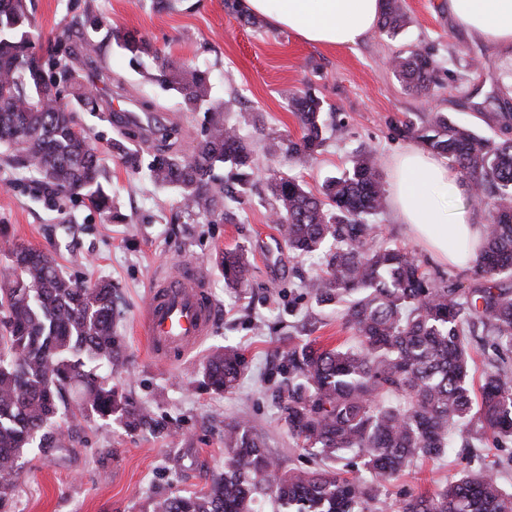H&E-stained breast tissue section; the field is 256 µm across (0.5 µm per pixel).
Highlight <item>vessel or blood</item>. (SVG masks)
<instances>
[{
	"label": "vessel or blood",
	"mask_w": 512,
	"mask_h": 512,
	"mask_svg": "<svg viewBox=\"0 0 512 512\" xmlns=\"http://www.w3.org/2000/svg\"><path fill=\"white\" fill-rule=\"evenodd\" d=\"M216 309L201 265L157 273L140 319L149 350L166 360L188 354L214 329Z\"/></svg>",
	"instance_id": "1"
}]
</instances>
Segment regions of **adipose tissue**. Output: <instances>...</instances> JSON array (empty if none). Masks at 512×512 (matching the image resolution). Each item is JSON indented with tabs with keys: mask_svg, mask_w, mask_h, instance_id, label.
I'll return each mask as SVG.
<instances>
[{
	"mask_svg": "<svg viewBox=\"0 0 512 512\" xmlns=\"http://www.w3.org/2000/svg\"><path fill=\"white\" fill-rule=\"evenodd\" d=\"M243 12L327 48H353L375 28L382 0H239ZM454 24L512 56V0H445ZM467 188L447 160L417 145L391 161L389 203L408 234L438 263L470 267L484 226L460 207Z\"/></svg>",
	"mask_w": 512,
	"mask_h": 512,
	"instance_id": "obj_1",
	"label": "adipose tissue"
}]
</instances>
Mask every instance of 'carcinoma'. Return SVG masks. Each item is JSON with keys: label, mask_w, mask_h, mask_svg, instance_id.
Masks as SVG:
<instances>
[{"label": "carcinoma", "mask_w": 512, "mask_h": 512, "mask_svg": "<svg viewBox=\"0 0 512 512\" xmlns=\"http://www.w3.org/2000/svg\"><path fill=\"white\" fill-rule=\"evenodd\" d=\"M402 0H383L378 27L395 37L408 23ZM32 18L26 0H0V144L17 168L38 174L39 187L56 198L100 211L113 208L104 170L86 129L73 130L75 112H110L112 102L89 89L76 61L101 57L102 46L82 37L66 59L31 51ZM128 65L154 66L151 83L174 92L191 112L205 113V127L191 155L179 150V124L147 116L119 120L112 153L158 185L176 189L183 210L209 219L224 202L258 179V168L238 127L210 102L206 69L185 68L150 50L131 32L115 33ZM403 85L423 98L429 111L415 113L392 129L432 154L448 159L479 195L490 200L483 250L476 260L478 283L467 291L437 280L427 262L407 246L378 242L367 223L384 207L385 189L375 154L352 155L339 176L318 193L292 177L272 179L271 210L281 236L299 256L319 252L324 275L306 283L319 305L341 310L342 325L357 345L328 347L288 339L285 376L276 397L288 435L320 460H362L363 473L336 470L281 471L262 433L236 420L224 424V471L209 478L200 494L150 502L146 512H256L269 499L276 512H381L382 491L399 472L444 457L458 433L481 444L512 441V113L500 115V136L486 138L432 107L441 62L426 49L393 57ZM70 102H62V89ZM298 120L297 139L273 137L272 154L291 161L314 158L325 141L324 102L308 90L288 95ZM228 168L225 178L216 174ZM17 272L0 286V512H14V476L35 446L53 448L67 435L57 423L65 395H78L84 417L116 416L131 430L151 428L150 412L118 393L106 370L126 364L115 329L114 285H79L64 276L47 253L3 240ZM228 288L244 290L251 266L243 250L219 253ZM481 336L490 369L480 396L470 385L471 339ZM245 361L232 346L215 351L203 368V384L228 392L238 385ZM397 512H512L506 491L488 467L454 477L434 493L409 494Z\"/></svg>", "instance_id": "1"}]
</instances>
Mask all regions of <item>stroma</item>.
<instances>
[{
	"mask_svg": "<svg viewBox=\"0 0 512 512\" xmlns=\"http://www.w3.org/2000/svg\"><path fill=\"white\" fill-rule=\"evenodd\" d=\"M404 2L410 22L397 36L376 29L350 50L305 44L266 24L243 25L224 0H173L165 10L154 0H30L34 41L43 52L86 17L101 19L102 29L93 34L103 46L101 63L127 93L110 95L101 84L97 93L111 96L120 112L136 111L138 96L152 99L162 115L179 120L186 155L201 135L203 113L187 111L174 94L145 84L111 31L136 32L176 64L209 69L213 102L223 104L225 118L239 127L261 171L241 203L225 205L223 217L187 219L175 190L154 185L113 155L110 142L118 128L108 115L79 112L75 119L89 129L107 174L117 207L111 215L51 199L31 172L15 168L0 152V228L13 243L50 253L77 282L112 281L116 331L128 362L113 374L112 385L157 422L155 429L133 431L117 419L107 424L73 415L63 447L35 448L24 456L15 512H143L150 499L200 491L211 472L224 468V423L231 419L264 429L267 450L283 469H315L289 438L278 411L282 352L292 339L334 346L349 334L336 309L316 305L303 287L304 279L323 271L319 254L292 256L270 223V178L290 174L319 190L361 147L375 153L382 177H389V158L408 144L394 135L390 120L427 109L393 73L391 59L402 50L427 48L441 60L435 105L455 123L491 137L495 113L512 112V91L504 86L512 60L459 30L444 0ZM460 48L480 61L479 69L464 71L454 59ZM307 89L332 108L326 142L307 164L268 154L270 138L299 137L286 98ZM229 248L245 249L251 263V285L241 293L225 287L215 262ZM180 262L205 267L220 315L197 349L163 364L150 355L139 319L152 278ZM227 344L243 353L245 370L235 390L218 393L203 386V366ZM486 464L512 491V443L467 448L457 436L443 458L395 477L387 501L434 492L456 473Z\"/></svg>",
	"mask_w": 512,
	"mask_h": 512,
	"instance_id": "35a3bbf8",
	"label": "stroma"
}]
</instances>
